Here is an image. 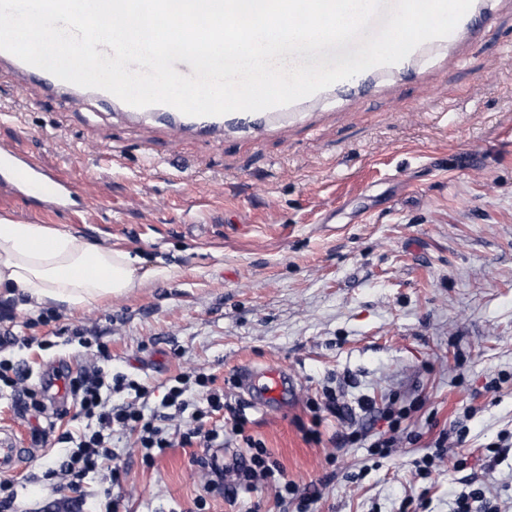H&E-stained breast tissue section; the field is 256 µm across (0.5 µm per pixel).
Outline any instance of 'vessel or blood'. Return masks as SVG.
<instances>
[{"mask_svg": "<svg viewBox=\"0 0 512 512\" xmlns=\"http://www.w3.org/2000/svg\"><path fill=\"white\" fill-rule=\"evenodd\" d=\"M485 17L481 0H474L469 11L448 37L423 43L397 64L374 67L352 79L337 82L335 89L353 94L372 86L380 79L405 75L411 71L413 64L428 52L463 45L466 38L479 33ZM2 72L12 74L23 85L32 87L36 94L53 100L65 112L80 109L92 97L107 104L115 100L114 95L107 91L91 90L62 81L45 70L24 63L10 53L0 51V73ZM125 112L132 119L150 117L164 121L170 131V141L174 144L186 134L220 132L229 125L247 127L258 122L273 123L284 115L283 108L277 107L259 112L237 111L218 116L194 117L184 115L174 107L163 104L145 108L129 105L126 106ZM0 190L10 193L26 210L37 213L75 208L85 211L94 208L97 203L96 188L92 180L73 183L44 166L33 154L12 144L0 145ZM285 385L286 377L283 372L264 371L261 389L266 400H280ZM30 451L29 442L18 437L14 429L0 428V472L19 470Z\"/></svg>", "mask_w": 512, "mask_h": 512, "instance_id": "vessel-or-blood-1", "label": "vessel or blood"}]
</instances>
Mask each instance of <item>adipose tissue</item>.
<instances>
[{"label":"adipose tissue","instance_id":"ef3b65f1","mask_svg":"<svg viewBox=\"0 0 512 512\" xmlns=\"http://www.w3.org/2000/svg\"><path fill=\"white\" fill-rule=\"evenodd\" d=\"M146 280L123 249L0 216V292L18 290L39 304L77 306L131 292Z\"/></svg>","mask_w":512,"mask_h":512}]
</instances>
